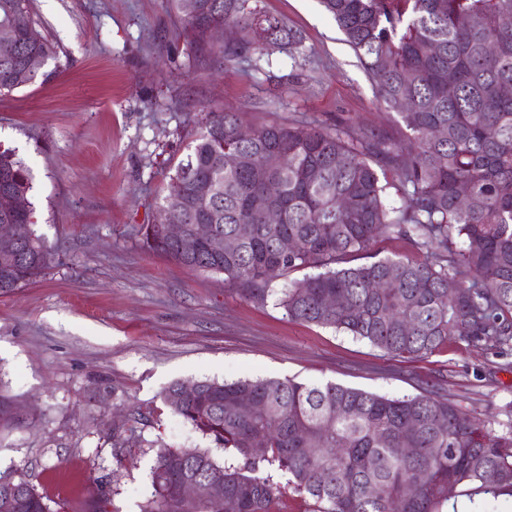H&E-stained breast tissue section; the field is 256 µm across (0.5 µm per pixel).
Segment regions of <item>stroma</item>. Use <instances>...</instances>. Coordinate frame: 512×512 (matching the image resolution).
Instances as JSON below:
<instances>
[{
  "label": "stroma",
  "mask_w": 512,
  "mask_h": 512,
  "mask_svg": "<svg viewBox=\"0 0 512 512\" xmlns=\"http://www.w3.org/2000/svg\"><path fill=\"white\" fill-rule=\"evenodd\" d=\"M297 30L296 57L233 62L193 43L171 0H32L55 48L46 81L0 94V146L32 177L34 229L57 249L36 282L0 295V477L65 512H141L158 445L222 448L174 415L177 381L293 377L381 395L428 392L500 434L512 422V351L453 341L422 358L289 320L218 274L146 252L174 165L210 110L398 133L397 115L319 0H253Z\"/></svg>",
  "instance_id": "35a3bbf8"
}]
</instances>
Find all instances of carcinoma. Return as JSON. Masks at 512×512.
Returning a JSON list of instances; mask_svg holds the SVG:
<instances>
[{"mask_svg": "<svg viewBox=\"0 0 512 512\" xmlns=\"http://www.w3.org/2000/svg\"><path fill=\"white\" fill-rule=\"evenodd\" d=\"M370 77L376 96L396 111L406 134L330 130L271 122L238 135L240 118L215 110L175 165L180 201L165 194L159 221L190 228L213 224L226 237L250 227L237 249L214 254L191 233L170 240L140 228L142 247L205 273L222 274L243 297L263 303L277 275L314 269L282 289L279 304L292 320L330 327L365 340L387 356L425 357L448 342L503 352L512 349V0H321ZM185 19L193 42L229 63L270 46L299 44L288 25L250 0H198ZM262 26L270 39L214 46L212 25ZM31 0H0V93L31 85L53 46L31 42ZM497 45L493 56L485 53ZM457 90L448 95V76ZM408 99L410 108L399 104ZM441 136L431 137L433 129ZM234 154L238 164L224 166ZM265 171L258 182L253 170ZM28 208L8 218L18 255L0 264V293L36 280L54 248L32 229L29 170L11 150L0 173ZM211 187L203 200L198 187ZM468 200H458V185ZM404 199L386 203L389 189ZM277 212L275 224L262 211ZM404 237L424 258H376L381 238ZM298 247L285 254L283 240ZM368 262L358 264L356 260ZM387 280L388 288H375ZM342 304L329 309L327 300ZM198 392L175 406L183 382L163 392L164 404L203 437L231 453L219 463L209 448L161 446L151 468L152 492L142 512H272L286 489L312 501V512H447L448 486L476 496H512V426L497 435L454 403L432 394L389 398L334 383L290 378L197 380ZM249 397L263 406L240 413ZM321 451L304 453L307 440ZM262 449L258 456L252 449ZM413 449L407 453V449ZM286 477V483L274 474ZM224 479V497L178 505L180 482ZM15 507L0 512H51L48 498L24 479ZM416 486L409 493L410 486Z\"/></svg>", "mask_w": 512, "mask_h": 512, "instance_id": "obj_1", "label": "carcinoma"}]
</instances>
